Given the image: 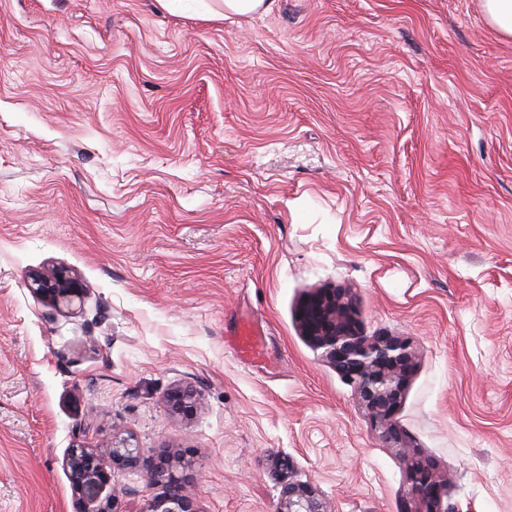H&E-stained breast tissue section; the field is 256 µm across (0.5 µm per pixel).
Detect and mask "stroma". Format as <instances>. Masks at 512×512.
<instances>
[{
  "instance_id": "stroma-1",
  "label": "stroma",
  "mask_w": 512,
  "mask_h": 512,
  "mask_svg": "<svg viewBox=\"0 0 512 512\" xmlns=\"http://www.w3.org/2000/svg\"><path fill=\"white\" fill-rule=\"evenodd\" d=\"M218 5L0 0V512H74L64 455L116 429L192 455L196 512H275L279 454L332 512H398L300 331L320 288L411 339L395 418L454 512H512V37L482 0ZM56 264L79 313L24 285ZM276 0H224V14L215 13L212 18L221 19L228 13L236 15H251L266 13L273 9ZM260 333L250 323H240L234 331L233 348L244 358H258L260 355ZM164 405L173 415L188 416L201 403V394L188 387H174L166 392Z\"/></svg>"
}]
</instances>
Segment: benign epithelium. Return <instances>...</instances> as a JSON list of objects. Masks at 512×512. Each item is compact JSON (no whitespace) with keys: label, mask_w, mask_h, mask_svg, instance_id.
<instances>
[{"label":"benign epithelium","mask_w":512,"mask_h":512,"mask_svg":"<svg viewBox=\"0 0 512 512\" xmlns=\"http://www.w3.org/2000/svg\"><path fill=\"white\" fill-rule=\"evenodd\" d=\"M25 286L56 312L81 305L85 295L77 274L64 266L28 271ZM299 323L302 333L352 387L374 432L393 445L405 462L408 487L400 512H449L445 488L433 462L406 445L395 420L412 368L409 338L362 335L352 300L339 288L309 296L301 306ZM163 402L170 413L188 416L201 403V394L188 387H174ZM175 462L182 470L180 476L174 473L169 458L146 459L133 435L114 431L103 448L76 445L68 449L63 468L75 498V512H120L112 484L115 468L131 470L146 486L161 488L144 502L141 512H196L189 489L194 459L181 455ZM272 475L280 487L276 512H332L316 487L296 478L289 457L276 458Z\"/></svg>","instance_id":"7a95c632"}]
</instances>
